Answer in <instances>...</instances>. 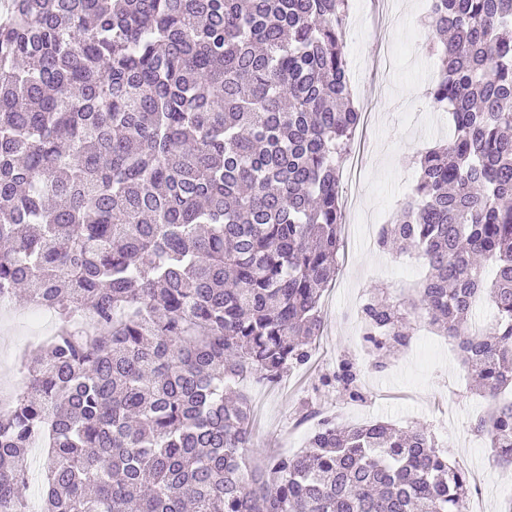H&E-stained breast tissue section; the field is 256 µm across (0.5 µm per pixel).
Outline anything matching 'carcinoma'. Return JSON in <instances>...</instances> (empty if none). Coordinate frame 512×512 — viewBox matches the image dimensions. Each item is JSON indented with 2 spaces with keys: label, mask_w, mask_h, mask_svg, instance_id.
<instances>
[{
  "label": "carcinoma",
  "mask_w": 512,
  "mask_h": 512,
  "mask_svg": "<svg viewBox=\"0 0 512 512\" xmlns=\"http://www.w3.org/2000/svg\"><path fill=\"white\" fill-rule=\"evenodd\" d=\"M349 0H5L0 5V294L57 328L0 413V512H467L471 484L424 426L319 419L260 455L227 388L306 364L342 247L339 181L361 112ZM449 140L378 245L422 257L408 305L374 290L385 367L421 314L494 401L475 429L512 465V0H431ZM494 277L486 282L485 266ZM494 310L473 322L478 297ZM91 314L95 331L73 328ZM344 358L320 379L363 398ZM45 452V449H44ZM43 450L42 448H30L28 455L25 459L24 464L26 465V468L29 470L31 476H29V494H30V500L31 505H34L35 508L32 506L30 509L31 511L38 508L39 505V492L43 480V472L41 469L42 461H43Z\"/></svg>",
  "instance_id": "cac0c4a2"
}]
</instances>
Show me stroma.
<instances>
[{
	"mask_svg": "<svg viewBox=\"0 0 512 512\" xmlns=\"http://www.w3.org/2000/svg\"><path fill=\"white\" fill-rule=\"evenodd\" d=\"M428 4L351 0L360 21L348 30L345 52L365 116L353 152L364 162L357 175L341 178L344 249L336 278L321 298L324 329L306 365L287 371L278 384L252 381L244 391L253 405L254 436L272 453L302 451L319 414L345 425L382 419L402 428L426 426L439 453L469 476L474 488L469 512H502L512 500V465H500L488 438L474 430L488 402L473 390L454 342L431 326L415 324L409 347L376 370L361 336L360 306L372 287L399 303L414 297L425 271L416 254L379 248L364 223L394 217L416 181L413 159L451 132L448 115L424 95L437 77L431 38L412 36ZM352 355L367 368L360 402L319 384L340 359Z\"/></svg>",
	"mask_w": 512,
	"mask_h": 512,
	"instance_id": "obj_1",
	"label": "stroma"
}]
</instances>
